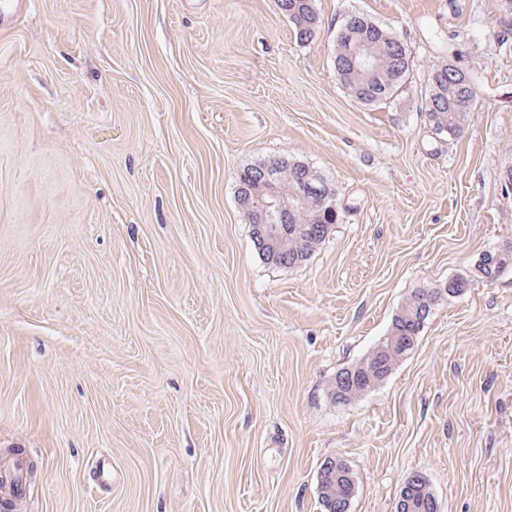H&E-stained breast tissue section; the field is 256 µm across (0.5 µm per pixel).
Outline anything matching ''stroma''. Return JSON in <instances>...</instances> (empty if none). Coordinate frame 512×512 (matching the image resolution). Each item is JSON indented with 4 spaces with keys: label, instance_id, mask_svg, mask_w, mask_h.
I'll return each mask as SVG.
<instances>
[{
    "label": "stroma",
    "instance_id": "35a3bbf8",
    "mask_svg": "<svg viewBox=\"0 0 512 512\" xmlns=\"http://www.w3.org/2000/svg\"><path fill=\"white\" fill-rule=\"evenodd\" d=\"M315 7L309 41L277 0H29L0 27V452L38 468L17 512H324L336 457L350 512H395L416 473L439 512H512V271L436 307L379 387L328 393L410 292L512 241V9ZM351 11L410 50L375 107L336 78ZM440 58L481 78L452 139L421 110ZM273 157L345 209L290 269L236 193ZM336 474L331 473L320 486L319 496L321 502L336 508L335 512H339V507L347 502L351 503L355 492L356 479L353 470L345 460L336 457Z\"/></svg>",
    "mask_w": 512,
    "mask_h": 512
}]
</instances>
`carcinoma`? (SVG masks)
<instances>
[{"mask_svg": "<svg viewBox=\"0 0 512 512\" xmlns=\"http://www.w3.org/2000/svg\"><path fill=\"white\" fill-rule=\"evenodd\" d=\"M278 4L300 40L314 38L321 29L322 18L314 0H278ZM354 42L369 46L377 63L375 70L363 71L350 64L349 44ZM334 66L336 77L348 94L358 103L372 107L393 98L407 82L410 55L407 44L396 33L359 12H350L336 32ZM477 102L478 82L474 75L446 59L432 65L422 111L436 133L459 136ZM265 166L263 161L242 169L237 195L264 193L265 186L257 181V174ZM325 182L327 179L295 158L288 160L276 178L278 193L292 204L302 187ZM240 208L252 227L254 243L262 257L285 268L304 263L325 242L332 228L343 220V209L339 205L334 211L296 206L288 214V242L272 247L258 232V213L243 203ZM509 270H512V250L500 252L493 248L481 254L469 274L449 279L445 287L411 292L394 314L386 336L365 357L336 372L328 388L331 398L346 405L381 385L414 349L423 324L439 302L465 293L479 280L495 281ZM355 485L353 470L339 458L336 473L325 478L320 486L321 502L337 509L352 500ZM432 497L434 493L425 477L414 474L399 491L396 512H431Z\"/></svg>", "mask_w": 512, "mask_h": 512, "instance_id": "obj_1", "label": "carcinoma"}]
</instances>
